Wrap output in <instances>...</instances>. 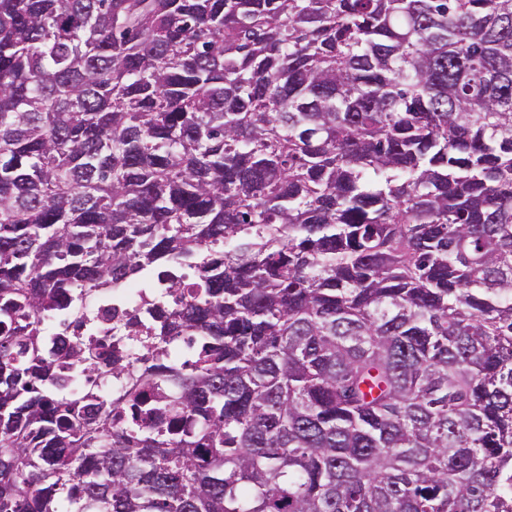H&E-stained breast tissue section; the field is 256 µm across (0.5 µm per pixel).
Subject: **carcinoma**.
Wrapping results in <instances>:
<instances>
[{
	"label": "carcinoma",
	"mask_w": 512,
	"mask_h": 512,
	"mask_svg": "<svg viewBox=\"0 0 512 512\" xmlns=\"http://www.w3.org/2000/svg\"><path fill=\"white\" fill-rule=\"evenodd\" d=\"M145 274L135 373L76 285ZM64 502L512 512V0H0V512Z\"/></svg>",
	"instance_id": "obj_1"
}]
</instances>
